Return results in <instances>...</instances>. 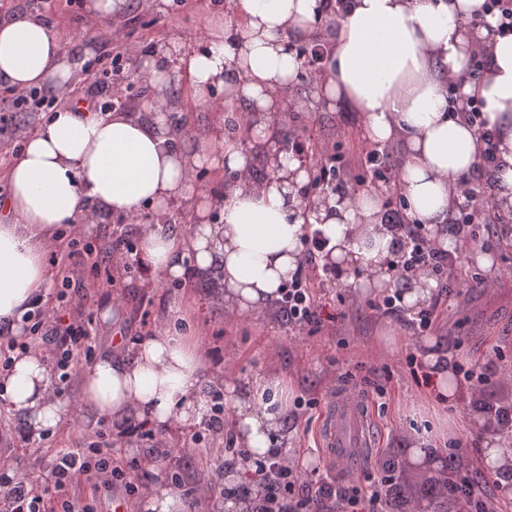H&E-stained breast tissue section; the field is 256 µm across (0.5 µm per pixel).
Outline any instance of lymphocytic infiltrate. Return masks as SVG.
Returning a JSON list of instances; mask_svg holds the SVG:
<instances>
[{
  "mask_svg": "<svg viewBox=\"0 0 512 512\" xmlns=\"http://www.w3.org/2000/svg\"><path fill=\"white\" fill-rule=\"evenodd\" d=\"M138 53L136 44L122 41L109 66L87 76L80 102L95 111L107 109L126 97L128 85L114 81L113 75L122 63L131 61ZM479 141L480 170L466 181L465 201L471 213L482 215L488 233L502 243L512 239V215H501L495 207L497 150L493 132L480 129ZM383 221L397 236L394 267L400 275L429 266L440 276L434 301L426 309L413 314L408 321L413 332H424L438 316L440 305L448 301V284L452 280L455 257L433 247L423 224L406 223L401 205L387 207ZM79 236V231H72L66 249H55L50 253L51 265L57 267L62 276L59 297L63 300L69 297L67 287L70 280L66 272L71 266L89 267L93 275L102 277L104 285L108 286L112 283L113 260L121 259L126 266L132 261L134 244L128 237L119 236L96 247L81 243ZM328 281L329 277L324 273L316 277L297 274L283 291L278 316L298 330L319 324L316 287ZM33 318L30 327L32 344L50 347L63 378L76 375L80 362L90 360L93 353L83 325L62 322L61 318L42 310L35 311ZM4 455V449L0 448V512H95L91 504L82 502L80 497L73 494L74 488L84 483L122 486L129 499L142 493L143 485L136 478L138 461L113 457L110 448L93 440L82 441L77 448L59 450L48 473L34 480L24 474L14 477L6 475ZM395 470L394 462H387L385 478L353 497L345 487L302 472L293 457L260 460L255 464L254 476L263 484L264 495L255 512H327L328 503L332 500L346 505L348 512H376L382 492L394 490L389 476Z\"/></svg>",
  "mask_w": 512,
  "mask_h": 512,
  "instance_id": "f902f5d3",
  "label": "lymphocytic infiltrate"
}]
</instances>
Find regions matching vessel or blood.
I'll return each instance as SVG.
<instances>
[{
  "mask_svg": "<svg viewBox=\"0 0 512 512\" xmlns=\"http://www.w3.org/2000/svg\"><path fill=\"white\" fill-rule=\"evenodd\" d=\"M373 425L360 401L339 393L329 398L318 431L323 460L346 473L372 456Z\"/></svg>",
  "mask_w": 512,
  "mask_h": 512,
  "instance_id": "1",
  "label": "vessel or blood"
}]
</instances>
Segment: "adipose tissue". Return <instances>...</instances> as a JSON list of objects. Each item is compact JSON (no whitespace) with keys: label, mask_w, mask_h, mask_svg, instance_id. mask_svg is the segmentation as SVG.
<instances>
[{"label":"adipose tissue","mask_w":512,"mask_h":512,"mask_svg":"<svg viewBox=\"0 0 512 512\" xmlns=\"http://www.w3.org/2000/svg\"><path fill=\"white\" fill-rule=\"evenodd\" d=\"M484 0H233V18L207 23V37L190 47L150 51L139 76L155 90H189L198 108L214 99L226 107L221 122L186 153L161 105L146 102L150 120L129 112L55 109L49 120L20 130V154L5 179L7 223H0V319L19 320L47 283L45 252L62 224H91L104 214L120 224L138 220L140 257L153 278L207 276L226 311L258 317L272 309L301 267L309 227L323 231L343 281L363 291L394 289L392 235L380 219L381 196L369 190L309 207L300 191L307 172L299 158L279 153L276 173L255 177L251 149L273 144L276 116L288 108L285 92L301 68L288 43L306 42L333 25L331 51L314 78L319 94L355 112L368 144L403 146L396 190L409 219L426 224L437 246L456 250L446 225L464 196L460 182L480 162L476 126L448 111V86L482 103L494 131L500 168L495 204L512 211V36L471 29ZM490 63L479 81L465 76L475 50ZM82 59L68 56L52 24L37 15L0 20V84L15 90L74 91ZM251 112L239 123L238 110ZM231 174L209 194L188 234L161 226L196 193L202 167ZM424 360L439 398H469L437 339ZM205 363L185 336L167 331L127 339L83 372L80 401L91 414L120 425L136 414L171 434L199 423ZM48 360L29 351L14 357L0 381V401L24 414L32 435L62 431L64 404L51 389ZM224 401L240 447L252 456H281L290 386L279 373L226 385ZM136 512H185L163 465Z\"/></svg>","instance_id":"obj_1"}]
</instances>
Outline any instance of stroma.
<instances>
[{
	"instance_id": "obj_1",
	"label": "stroma",
	"mask_w": 512,
	"mask_h": 512,
	"mask_svg": "<svg viewBox=\"0 0 512 512\" xmlns=\"http://www.w3.org/2000/svg\"><path fill=\"white\" fill-rule=\"evenodd\" d=\"M85 2L60 0V10L51 23L60 32L68 54L80 56L90 47L99 58L112 50L109 31L101 28L94 31L91 40L80 39L79 33L85 28ZM228 10V0H174L170 5L158 0H128L121 28L128 40L146 51L161 43L187 42L192 33L205 36L204 15L216 16ZM288 96L295 103L294 117L281 123L283 135L290 137L310 129L318 144L340 157L347 186L365 178L366 168L356 162L364 144L357 118L341 125V109L320 98L313 82L304 78L289 87ZM456 265L469 284L452 291L447 308L428 335L446 337L453 360L488 365L490 382L484 399L494 405L512 404V246L471 249ZM496 274L501 277L499 284L491 288L480 285L481 277ZM69 277L73 289L83 296L81 306L59 301L60 282L56 279L51 281L46 297L35 299L34 305L56 312L63 320L87 323L96 352L115 348L129 336L182 330L206 358L209 374L202 390L206 397L224 384L243 383L274 367L285 371L293 397L319 401L318 407L301 410L298 421L288 430L289 452L308 458L309 469L323 466L316 447L322 405L342 391L363 401L379 440L371 461L358 469V476L377 480L379 461L395 459V481L410 505L424 503V488L439 484L440 478L435 469L408 465L404 435L409 428L433 431L439 423L449 422L446 437L437 440V454H455L458 463L476 479L495 476L494 467L477 463L483 433L480 425L467 421L473 412L470 403L453 409L443 407L434 399L430 386L414 378L415 373L425 370L426 335L412 334L403 319L387 318L372 310V294L335 282L320 293V325L298 331L273 313L257 319L227 314L203 280L190 286L171 280L163 288L148 287L150 272L139 262L128 270H114L108 287L80 266L71 267ZM386 324L400 338V346L393 352L377 341ZM409 354L418 360L412 369L405 362ZM379 386L385 387V395L376 394ZM79 387L76 376L66 383H53L55 395L65 403L64 432L37 438L8 433L11 459L20 472L40 475L44 463L58 449L77 447L82 438L96 432V424L79 403ZM192 432L199 443L195 452L183 457L186 481L180 490L183 496L199 498L209 510L221 495L220 487L194 485L192 477L202 470L225 467L223 438L203 422Z\"/></svg>"
}]
</instances>
